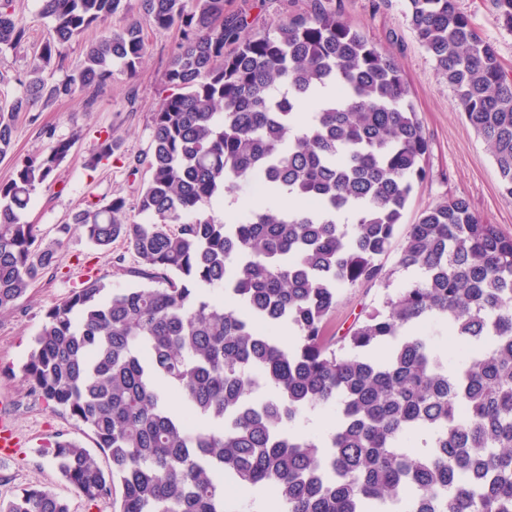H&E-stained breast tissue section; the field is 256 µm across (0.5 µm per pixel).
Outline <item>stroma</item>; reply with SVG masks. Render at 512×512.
Segmentation results:
<instances>
[{
    "label": "stroma",
    "instance_id": "35a3bbf8",
    "mask_svg": "<svg viewBox=\"0 0 512 512\" xmlns=\"http://www.w3.org/2000/svg\"><path fill=\"white\" fill-rule=\"evenodd\" d=\"M313 0H227L231 14H245L252 31L269 30L271 24L291 12L309 10ZM477 33L491 43L512 72V28L500 21L492 0H456ZM14 19L26 31L15 49L0 53V107L10 104L27 80L40 51L49 21L41 13L40 0H14ZM337 17L388 51L401 67L415 103L418 119L428 141V178L417 185L404 216L414 223L421 212L451 196L467 199L471 208L488 223L512 235V197L502 195L494 160L486 144L454 106V92L439 76L431 55L421 45L406 14L405 0H330ZM147 54L136 76L117 70L94 98L74 93L41 104L14 119V155H48L59 141L72 148L53 174L50 186L37 189L25 216L37 225L45 242L58 243V266L47 271L13 308L0 311V398L9 400L21 444L14 454L0 458V498L10 499L27 487H40L66 500L70 512H117L121 496L88 506L44 456L41 445L55 436L94 449L101 468L110 460L95 450L93 435L82 423L66 414L51 412L31 395L23 364L30 342L50 307L69 297L87 281L99 280L106 290L132 285L127 268L137 258L125 241L110 247L93 245L77 232H65L71 215L98 200L115 196L128 203L129 221L139 218L135 208L138 191L147 180L139 160L149 152L152 119L167 93L166 72L180 42L174 30L143 28ZM112 132L118 148L112 159L91 169L87 158L96 151L99 137ZM396 253L383 259L391 270V283L359 284L344 289L336 303L327 333L342 335L362 308L381 303L386 288L406 286L412 275L396 269Z\"/></svg>",
    "mask_w": 512,
    "mask_h": 512
}]
</instances>
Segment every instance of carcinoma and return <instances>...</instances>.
<instances>
[{
  "instance_id": "carcinoma-1",
  "label": "carcinoma",
  "mask_w": 512,
  "mask_h": 512,
  "mask_svg": "<svg viewBox=\"0 0 512 512\" xmlns=\"http://www.w3.org/2000/svg\"><path fill=\"white\" fill-rule=\"evenodd\" d=\"M405 2L512 196V79L496 49L456 0ZM186 3L140 0L151 25L180 35L153 114L143 220L120 219L121 196L71 220L98 247L126 241L138 258L127 274L143 284L105 296L94 280L49 308L24 365L32 392L85 425L111 465L60 438L44 455L90 505L120 488L119 512H229L217 473L270 489L266 512H512V237L448 198L404 235L396 267L413 280L326 335L343 289L389 280L379 259L428 176L408 83L322 0L263 34L225 14V0ZM129 9L43 0L51 26L23 93L0 110V158L14 113L75 90L92 98L117 64L136 75L147 44L133 23L91 41L63 83L48 90L42 77L73 37ZM24 39L13 0H0V52ZM116 148L106 133L86 165ZM70 149L17 157L0 182V310L56 265L58 245L23 216ZM243 182L256 199L284 193L313 208L215 220L210 206ZM425 324L458 338L460 367L417 331ZM329 407L327 429H299ZM0 512L69 508L29 487Z\"/></svg>"
}]
</instances>
